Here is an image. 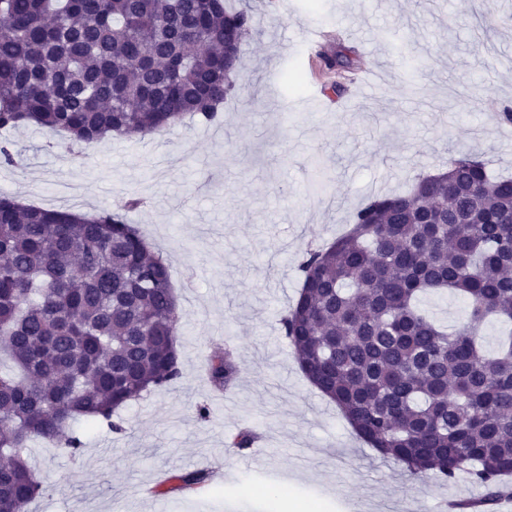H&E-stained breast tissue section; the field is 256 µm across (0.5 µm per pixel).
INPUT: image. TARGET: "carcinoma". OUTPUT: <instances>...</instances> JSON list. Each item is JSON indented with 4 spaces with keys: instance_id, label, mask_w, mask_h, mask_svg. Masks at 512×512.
Wrapping results in <instances>:
<instances>
[{
    "instance_id": "1",
    "label": "carcinoma",
    "mask_w": 512,
    "mask_h": 512,
    "mask_svg": "<svg viewBox=\"0 0 512 512\" xmlns=\"http://www.w3.org/2000/svg\"><path fill=\"white\" fill-rule=\"evenodd\" d=\"M253 17L225 0H0V131L34 125L73 144L206 122L236 87ZM349 69L348 50L320 55ZM281 317L300 369L380 457L415 477L484 489L459 512L512 496V177L459 155L403 193L376 195L351 228L306 251ZM448 290L466 317L447 331L418 307ZM182 312L169 266L125 209L78 215L0 194V512L46 491L23 455L39 438L81 454L73 425L179 378ZM211 382L237 378L232 351L207 358ZM242 428L227 442L253 446ZM211 472L172 478L194 492Z\"/></svg>"
}]
</instances>
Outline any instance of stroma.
Listing matches in <instances>:
<instances>
[{"label":"stroma","instance_id":"35a3bbf8","mask_svg":"<svg viewBox=\"0 0 512 512\" xmlns=\"http://www.w3.org/2000/svg\"><path fill=\"white\" fill-rule=\"evenodd\" d=\"M231 5L256 31L218 122L82 145L36 126L7 134L21 160L0 167V194L90 214L138 200L126 215L168 263L183 311L180 377L121 408L122 432L81 430L76 457L25 449L47 487L29 512H266L276 490L322 512H435L451 495L482 497L467 477L413 478L360 441L304 377L280 317L305 251L344 233L368 197L458 154L512 174V123L488 117L512 99V14L502 0ZM344 48L353 72L321 62ZM224 344L239 375L219 392L205 358ZM247 426L255 448H227ZM213 462L218 488L150 491Z\"/></svg>","mask_w":512,"mask_h":512}]
</instances>
